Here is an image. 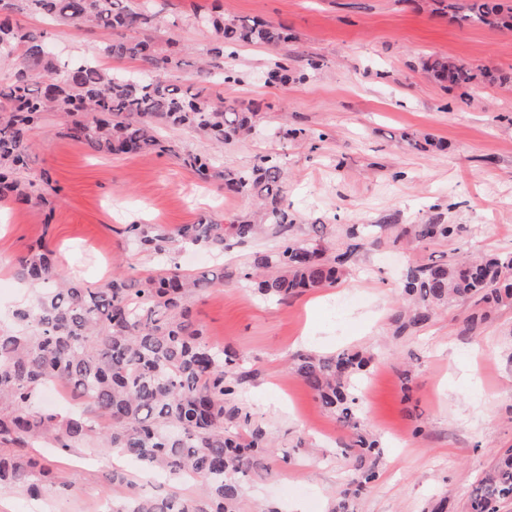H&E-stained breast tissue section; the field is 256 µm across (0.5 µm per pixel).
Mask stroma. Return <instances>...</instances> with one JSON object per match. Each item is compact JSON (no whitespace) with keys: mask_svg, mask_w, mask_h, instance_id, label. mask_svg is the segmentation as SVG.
I'll use <instances>...</instances> for the list:
<instances>
[{"mask_svg":"<svg viewBox=\"0 0 512 512\" xmlns=\"http://www.w3.org/2000/svg\"><path fill=\"white\" fill-rule=\"evenodd\" d=\"M159 42L185 45L170 79L195 83L212 42L195 15L219 7L224 19L288 26L277 48L234 45L224 65L234 81L212 86L238 109L257 110L255 134L225 146L220 162L250 166L276 156L288 181L284 205L293 239H317L328 255L355 246L335 285L282 302L246 283L211 288L191 302L208 341L241 356L250 378L236 396L274 444L269 474L243 488L242 512H329L352 472L351 432L325 410L291 368L311 351H360L371 365L355 381L359 415L382 451L380 476L352 503L354 512H467L472 490L498 450L512 448V304L476 329L471 305L438 312L397 336L391 316L409 267L465 255L512 253V32L461 26L437 12L436 0H145ZM109 35L62 27L58 54L88 55ZM449 57L509 77L466 90L442 88L422 57ZM304 73L285 86L266 83L274 62ZM306 128L310 140L283 137L282 124ZM431 139L426 150L412 140ZM31 178L48 171L53 191L41 210L0 205V315L32 297L14 275L15 259L44 242L61 272L92 286L113 273L141 277L156 258L124 243L128 224L175 229L201 216L242 217L243 195L200 182L170 155L107 156L65 137L55 118L32 131ZM461 225L448 240H396L409 224ZM277 236L230 242L223 255L173 245L170 266L184 272L234 270L274 250ZM67 490L49 493L43 512H107L121 487L107 482L111 456L37 449Z\"/></svg>","mask_w":512,"mask_h":512,"instance_id":"35a3bbf8","label":"stroma"}]
</instances>
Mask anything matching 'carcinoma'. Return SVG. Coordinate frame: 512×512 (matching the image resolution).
<instances>
[{"mask_svg": "<svg viewBox=\"0 0 512 512\" xmlns=\"http://www.w3.org/2000/svg\"><path fill=\"white\" fill-rule=\"evenodd\" d=\"M444 8L458 24L512 29V6L501 0H448ZM38 15L55 26L101 27L113 38L99 53L63 60L50 49L47 29H29L14 16ZM213 41L211 60L199 67L202 82L218 74L224 82L236 77L219 69L224 46L257 43L277 46L293 36L271 21L250 24L224 21L207 13ZM153 21L132 0H0V64L11 65L9 81L0 84V202L39 209L48 203L39 184L25 176L33 153L31 130L52 113L63 134L105 155L165 154L170 147L159 137L162 127L199 134L218 147L249 136L257 112H242L231 104L217 105L205 88L181 91L169 83L179 67L177 51L150 38H130L127 32ZM128 58L149 72L132 79L104 66L100 56ZM423 68L445 88H464L478 80L495 83L501 77L487 67H472L443 56H429ZM271 84L292 80L288 66L267 71ZM181 164L205 181L219 180L224 191L250 197L257 210L227 220L203 216L194 224L169 230L158 224H129L127 241L151 256L168 253L180 242L224 252L228 238L245 242L272 231L280 237L277 250L256 257L253 264L224 272H171L165 268L143 278L114 275L98 287L65 277L53 251L39 244L14 264L16 277L38 288L33 302L0 322V486L17 487L39 498L59 486L68 487L27 449L34 443L67 452L88 448L116 451L146 470L179 481L200 482L198 496L173 490L145 495L125 472L113 470L112 484L127 488L112 502V512H241L244 481L267 471L271 443L267 432L251 425L236 404L237 388L248 378L240 355L213 346L194 320L191 300L206 289L233 280L252 284L265 297L286 300L313 288L336 283L355 248L328 258L317 240L298 243L288 237L284 206L285 175L280 161L265 156L248 168H226L192 150L177 154ZM456 224H410L394 242L453 238ZM470 302L475 311L470 327L512 302V255L421 264L407 274L401 304L392 317L394 335L402 336L426 324L441 308ZM370 358L358 352L321 356L298 355L292 371L311 389L315 399L354 431L350 445L352 479L334 500L331 512H350L351 501L379 476L378 441L358 431V399L353 379ZM51 382L64 384L86 399L95 416L85 412H53L41 400ZM512 501V448L501 453L468 500V512H498Z\"/></svg>", "mask_w": 512, "mask_h": 512, "instance_id": "obj_1", "label": "carcinoma"}]
</instances>
